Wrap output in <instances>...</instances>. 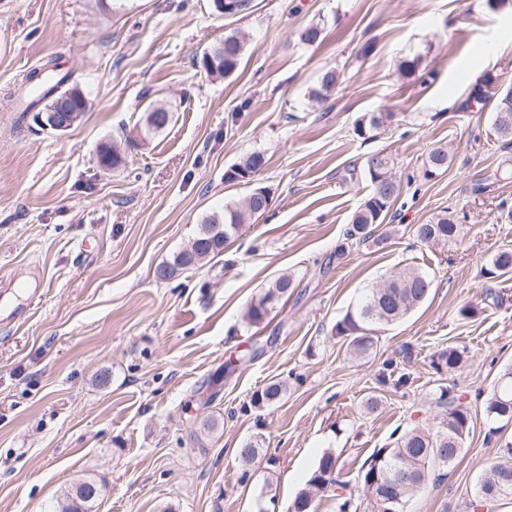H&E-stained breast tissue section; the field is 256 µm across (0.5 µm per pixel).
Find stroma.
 Segmentation results:
<instances>
[{
	"mask_svg": "<svg viewBox=\"0 0 512 512\" xmlns=\"http://www.w3.org/2000/svg\"><path fill=\"white\" fill-rule=\"evenodd\" d=\"M323 30L320 43L299 35ZM245 33L235 73L203 70V52ZM419 58L403 73L399 64ZM55 59L91 103L72 129H42L15 112L12 93L32 67ZM340 80L326 103L308 93L321 72ZM512 85V8L485 0H251L220 15L213 0H0V512H56L87 477L105 490L97 512H288L324 452L359 512L358 476L374 449L433 421L452 386L474 429L454 467L419 489L407 512H512L511 500L474 510L475 485L498 442L485 438V400L512 364V279L502 305L470 319L480 270L512 249V147L486 136L493 103L469 104L471 72ZM170 123L141 148L129 141L149 104ZM386 114L370 139L363 114ZM126 144L115 171L101 145ZM452 162L422 176L429 151ZM381 151L401 182L380 234L346 230L369 194L354 178ZM265 164L252 184L228 183L244 157ZM488 187L474 194L476 180ZM271 191L268 211L243 225L223 255L161 280L158 266L204 216ZM460 232L448 246L413 227L441 210ZM434 280L427 302L386 327L377 348L351 357L331 330L362 291L393 269ZM295 288L258 326L243 314L272 279ZM467 351L455 374L432 355ZM237 360L233 372L224 365ZM403 361L404 388L380 383ZM272 379L288 393L266 408L253 394ZM379 399L367 410L368 397ZM215 421L202 431L203 421ZM261 437L243 466L239 451Z\"/></svg>",
	"mask_w": 512,
	"mask_h": 512,
	"instance_id": "35a3bbf8",
	"label": "stroma"
}]
</instances>
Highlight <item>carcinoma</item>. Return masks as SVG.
Segmentation results:
<instances>
[{
	"instance_id": "obj_1",
	"label": "carcinoma",
	"mask_w": 512,
	"mask_h": 512,
	"mask_svg": "<svg viewBox=\"0 0 512 512\" xmlns=\"http://www.w3.org/2000/svg\"><path fill=\"white\" fill-rule=\"evenodd\" d=\"M245 45V35L236 32L224 37V62L218 64L219 76L226 77L238 68ZM47 72L46 82L50 86L40 96L44 100L53 94H61V87L69 82L71 74L60 72L50 59L42 68L34 70L29 79ZM340 73L333 68L325 69L319 76L317 86L311 90L314 101L320 102L333 92ZM484 87L474 88L473 102L484 104L495 100V116H504L500 139L512 145V88L500 92L496 78L488 75ZM146 120L161 131L169 123V110L151 104L146 109ZM384 125L382 113L361 116L355 124L356 135L369 139ZM376 164L365 160L362 168L364 178L370 183V193L355 211L347 238L367 242L382 223L400 193V182L392 174L390 158L383 152L374 153ZM264 166L259 153L248 156L243 162L233 165L225 172V182L236 183L238 179L252 176ZM448 150L442 146L433 148L423 162L422 174L432 179L448 170ZM263 215L255 201L244 199L240 204L224 206V212L206 217L199 232L192 239L194 248L213 259L224 253L240 228L252 218ZM459 233V225L453 214L446 212L426 224H417L413 236L421 244H452ZM192 262L185 251L178 252L173 260L161 265L168 277L186 269ZM512 274V249L499 251L489 266L482 269V276L495 281ZM293 281L281 275L271 281L247 307L245 320L251 326L262 324L268 315L284 299ZM433 279L428 273L412 268H402L386 274L374 286L365 289L362 300L350 309L332 328L333 335L346 343L348 352L365 356L377 348V333L386 326L406 317L422 305L430 296ZM466 360V349L457 346L443 348L434 353L431 366L437 372L452 373ZM288 386L282 380H271L256 391L251 400L255 408L271 406L280 402L287 394ZM438 405L442 412L433 423L414 426L404 432L394 444L378 448L370 462L361 471L359 484L367 500L369 512H404V502L410 492L437 480V471L453 464L460 456L464 442L471 430V413L454 394V387L440 388ZM485 415L489 424L488 437L499 431L497 424L512 420V365L505 366L499 374L496 390L485 403ZM500 459L492 462L487 475L476 486V496L482 501L512 498V441L501 445ZM336 460L332 453H324L293 502V512H314V499L318 492L336 484ZM95 488L96 494L82 495L80 488ZM104 485L95 478L87 477L63 493L67 512H95Z\"/></svg>"
}]
</instances>
